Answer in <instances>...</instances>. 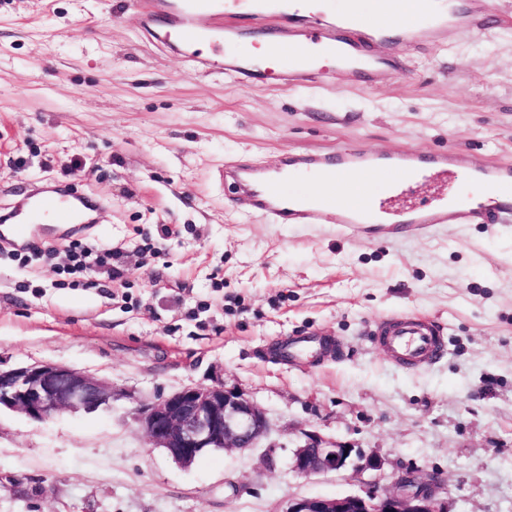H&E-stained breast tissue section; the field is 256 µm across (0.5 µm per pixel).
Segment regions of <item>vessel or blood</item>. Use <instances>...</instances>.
Listing matches in <instances>:
<instances>
[{
	"instance_id": "vessel-or-blood-1",
	"label": "vessel or blood",
	"mask_w": 512,
	"mask_h": 512,
	"mask_svg": "<svg viewBox=\"0 0 512 512\" xmlns=\"http://www.w3.org/2000/svg\"><path fill=\"white\" fill-rule=\"evenodd\" d=\"M313 0H132L138 26L145 37L179 54L193 70L225 72L246 86L275 79L307 83L316 77L310 44L352 75L362 87L380 74L408 69L411 55L427 51L451 34L487 27L482 0H417L415 20L406 23L400 0H384L385 12L349 9L340 16L313 11ZM264 45V57L253 53ZM472 171L474 178L499 197V205L485 214L488 223L512 219V161H494L471 168L462 153H374L361 149H331L284 153L278 167L259 163L225 162L224 187L230 202L245 205L272 224H337L349 234L366 232L369 225L399 224L401 232L438 224H468L478 209L460 201L430 208L410 207L389 216L380 201L366 196L356 208L333 194L307 199L291 197L285 182L307 176L315 183L356 182L380 175L399 188L413 179L448 171ZM97 201L76 188L31 185L21 205L0 212V246L21 247L35 240L37 224H91ZM374 336L393 360L423 366L442 351L433 321L418 316L396 317L376 324Z\"/></svg>"
}]
</instances>
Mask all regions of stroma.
<instances>
[{"mask_svg":"<svg viewBox=\"0 0 512 512\" xmlns=\"http://www.w3.org/2000/svg\"><path fill=\"white\" fill-rule=\"evenodd\" d=\"M127 0H0V210L32 182L74 180L97 222L40 236L52 261L0 258V366L58 363L112 384V406L41 423L0 413V512H284L292 498L440 476L449 512H512V225L439 224L349 237L228 206L236 158L347 147L512 160V0L490 26L416 55L402 77L354 86L243 87L197 74L140 32ZM178 229L160 238L158 225ZM123 258L65 284L67 247ZM426 317L447 350L409 371L370 331ZM303 336L325 349L284 361ZM244 388L271 422L257 448L192 465L152 447L141 405L185 386ZM382 458V472L291 468L302 430Z\"/></svg>","mask_w":512,"mask_h":512,"instance_id":"stroma-1","label":"stroma"}]
</instances>
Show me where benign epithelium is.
<instances>
[{
	"label": "benign epithelium",
	"mask_w": 512,
	"mask_h": 512,
	"mask_svg": "<svg viewBox=\"0 0 512 512\" xmlns=\"http://www.w3.org/2000/svg\"><path fill=\"white\" fill-rule=\"evenodd\" d=\"M112 383L68 366L35 363L0 368V410L46 421L64 410L93 412L112 404ZM134 421L150 444L176 463L189 466L210 450L255 448L270 431L265 412L241 387L222 384L184 387L138 409ZM292 469L301 477L328 473L382 471V460L303 430L293 452ZM449 491L435 476L405 470L394 477L392 490H373L338 497H301L283 512H448Z\"/></svg>",
	"instance_id": "benign-epithelium-1"
}]
</instances>
